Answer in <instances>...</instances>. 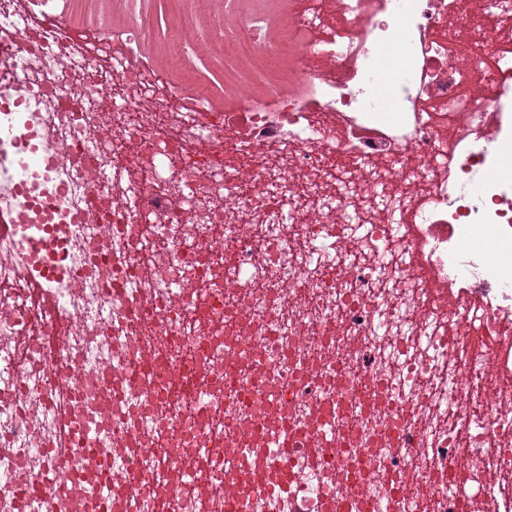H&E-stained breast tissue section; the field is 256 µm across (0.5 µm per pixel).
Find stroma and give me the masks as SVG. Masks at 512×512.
<instances>
[{
	"mask_svg": "<svg viewBox=\"0 0 512 512\" xmlns=\"http://www.w3.org/2000/svg\"><path fill=\"white\" fill-rule=\"evenodd\" d=\"M29 13L39 22L64 19L71 33L86 35L93 46L112 30L129 29L142 47V60L152 70L159 94L174 85H202L210 92L214 111L227 109L221 0H58L57 8L35 4ZM182 17L196 29L189 67L181 65L173 51V24Z\"/></svg>",
	"mask_w": 512,
	"mask_h": 512,
	"instance_id": "stroma-1",
	"label": "stroma"
}]
</instances>
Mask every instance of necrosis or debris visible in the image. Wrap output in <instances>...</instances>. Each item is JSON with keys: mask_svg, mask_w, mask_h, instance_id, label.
<instances>
[{"mask_svg": "<svg viewBox=\"0 0 512 512\" xmlns=\"http://www.w3.org/2000/svg\"><path fill=\"white\" fill-rule=\"evenodd\" d=\"M224 23L222 114L0 0V512H512V0Z\"/></svg>", "mask_w": 512, "mask_h": 512, "instance_id": "necrosis-or-debris-1", "label": "necrosis or debris"}]
</instances>
